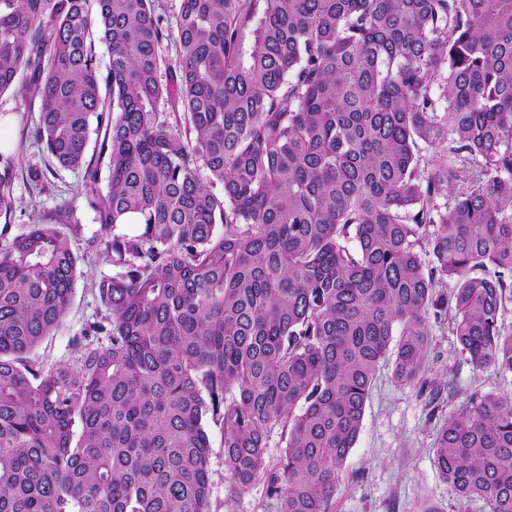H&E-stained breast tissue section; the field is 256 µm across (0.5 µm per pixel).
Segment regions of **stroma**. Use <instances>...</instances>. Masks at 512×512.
<instances>
[{"instance_id":"35a3bbf8","label":"stroma","mask_w":512,"mask_h":512,"mask_svg":"<svg viewBox=\"0 0 512 512\" xmlns=\"http://www.w3.org/2000/svg\"><path fill=\"white\" fill-rule=\"evenodd\" d=\"M21 92L17 86L0 94V115L12 119L5 134L0 135V151L14 155L17 167L14 210L8 218V233L12 236L24 232L37 217L74 199L81 186L77 172L55 168L43 145L31 138L21 139L22 116L33 121L38 118L37 111H25ZM34 169L47 173L44 186L30 181L28 173ZM76 217L78 232H70L65 224L60 227L71 250L80 258L81 275L74 301L62 324L35 352L36 358L49 365L72 361L75 336L103 311L94 284L115 271L88 245L89 239L104 236L93 211L79 205ZM430 329L429 376L452 387L453 396L446 398L438 410H430L427 394L400 385L394 377L392 359L381 361L366 402L361 432L344 466L331 512H421L427 503L436 505L441 512H478L477 506L463 507L439 477L432 454L435 433L457 411L462 394L480 390L512 400V378L473 369L459 352L450 322L431 323ZM207 431L211 444V512H277L276 502L268 497L266 483L261 479L241 496L230 497L223 433L212 424Z\"/></svg>"}]
</instances>
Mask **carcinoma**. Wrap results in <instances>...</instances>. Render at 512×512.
Returning a JSON list of instances; mask_svg holds the SVG:
<instances>
[{
    "label": "carcinoma",
    "mask_w": 512,
    "mask_h": 512,
    "mask_svg": "<svg viewBox=\"0 0 512 512\" xmlns=\"http://www.w3.org/2000/svg\"><path fill=\"white\" fill-rule=\"evenodd\" d=\"M167 37L152 0H0L22 135L102 229L140 221L89 244L119 271L72 364L33 353L73 301L74 205L0 247V512H211L207 419L230 498L263 477L278 512H329L389 351L435 407L432 320L512 375V0H182L164 82ZM15 175L0 152V216ZM433 463L512 512V403L468 394Z\"/></svg>",
    "instance_id": "cac0c4a2"
}]
</instances>
